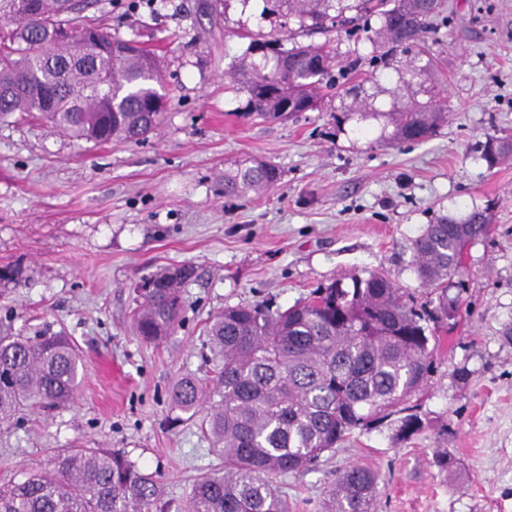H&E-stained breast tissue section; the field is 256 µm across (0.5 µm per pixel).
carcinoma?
<instances>
[{"instance_id": "obj_1", "label": "carcinoma", "mask_w": 512, "mask_h": 512, "mask_svg": "<svg viewBox=\"0 0 512 512\" xmlns=\"http://www.w3.org/2000/svg\"><path fill=\"white\" fill-rule=\"evenodd\" d=\"M266 10L299 19L308 31L340 29L348 40L372 33L374 64H388L412 47L430 53L437 42L432 20L442 0H265ZM88 0H0V120L33 114L58 132L96 143L137 142L154 132L166 100L159 56L133 40L112 35L81 16ZM380 22L373 29L372 19ZM67 27L73 36L55 38ZM336 57L323 45L293 43L276 52L272 70L243 63L244 111L278 119L288 103L317 108L324 90L362 93L332 73ZM391 139L423 142L446 115L432 101L392 112ZM512 155V142L491 139L489 166ZM277 179L270 166L239 165L224 173V194L259 193ZM491 216L475 208L462 218L442 216L413 242L412 268L436 305L417 311L383 274L364 271L336 280L281 310L226 307L206 324L204 385L184 376L174 382V407L194 419L224 467L196 481L181 512H289L275 482L313 465L357 429L391 415L390 409L427 381L439 337L427 323L452 319L459 305L448 284L463 271L465 247L487 236ZM171 269L144 280L149 290L133 315L147 343L182 323V288ZM78 346L66 334L15 336L0 331V422L29 406L61 408L79 386ZM377 476L347 467L329 492L324 512H376ZM162 484L127 454L110 448L57 452L48 466L0 486V512H164Z\"/></svg>"}]
</instances>
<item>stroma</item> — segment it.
<instances>
[{
    "instance_id": "35a3bbf8",
    "label": "stroma",
    "mask_w": 512,
    "mask_h": 512,
    "mask_svg": "<svg viewBox=\"0 0 512 512\" xmlns=\"http://www.w3.org/2000/svg\"><path fill=\"white\" fill-rule=\"evenodd\" d=\"M265 0H90L108 32L156 49L168 98L143 142L96 143L37 120L0 122V326L27 336L65 332L83 355L73 405L34 407L0 424V484L47 466L53 451L112 448L160 472L166 512L219 468L195 422L169 399L181 376H211L203 326L227 306L285 308L319 285L373 270L405 302L429 295L410 261L436 217L489 209L493 230L470 243L460 314L442 337L423 390L400 413L354 431L316 469L280 478L292 512H322L346 467L379 475L377 512H512V157L482 158L512 137V0H446L431 52L446 123L422 143L382 138L387 113L425 101L413 55L373 67L369 40L311 33L265 14ZM324 44L373 94L377 115L328 94L319 110L269 120L246 114L230 86L250 34ZM262 163L278 172L261 194L228 196L224 172ZM188 264L183 325L144 343L131 325L143 277ZM448 452L454 472L435 454Z\"/></svg>"
}]
</instances>
